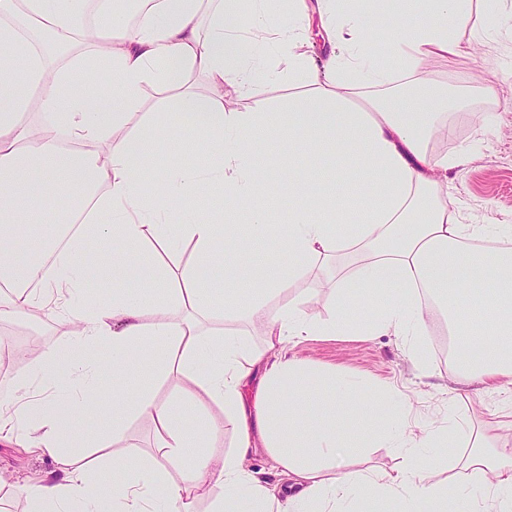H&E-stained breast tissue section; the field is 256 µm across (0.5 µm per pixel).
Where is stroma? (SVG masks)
<instances>
[{
    "label": "stroma",
    "instance_id": "obj_1",
    "mask_svg": "<svg viewBox=\"0 0 512 512\" xmlns=\"http://www.w3.org/2000/svg\"><path fill=\"white\" fill-rule=\"evenodd\" d=\"M416 85L430 87L441 101V115L427 138L430 150L454 154L469 150L464 168L448 174V193L462 207L469 224L512 225V0H503L496 18L492 40L478 45L474 55L455 64L435 57L416 78ZM286 78L276 77L257 84L250 96L233 90L224 92V109L248 111L257 101L270 104L296 93ZM157 122L179 126V133L159 139L152 153L154 173L171 162L202 165L209 158L205 145L192 142L184 117L155 113ZM333 284L320 271H313L287 292L272 296L275 306L289 299H305L309 309L329 318L332 309L324 302ZM297 357L315 367L361 378L369 383H396L413 401L418 423H444L448 416H470L472 429L492 434L495 414L502 406H512V390L488 391L482 384L455 376L450 365L430 356L427 367L416 365L394 336H318L293 348ZM56 462L26 449L0 441V512H27V502L15 495L11 486L54 471Z\"/></svg>",
    "mask_w": 512,
    "mask_h": 512
}]
</instances>
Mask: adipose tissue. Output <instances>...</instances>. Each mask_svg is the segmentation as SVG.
I'll return each instance as SVG.
<instances>
[{
	"label": "adipose tissue",
	"instance_id": "obj_1",
	"mask_svg": "<svg viewBox=\"0 0 512 512\" xmlns=\"http://www.w3.org/2000/svg\"><path fill=\"white\" fill-rule=\"evenodd\" d=\"M134 21L115 15L113 0H0V322L32 311L62 312L75 332L63 347H46L36 370L18 374L11 393L0 396V437L55 459L59 468L35 483L14 484L29 512H194L197 490L223 492L210 512H512V410L499 414L501 434L479 435L475 445L492 457L474 456L466 495L460 482H438L441 451L468 432V418L448 425L411 424L413 402L393 385H371L332 370L314 368L288 353V345L314 336L391 335L411 358L426 362L419 341L428 317L442 316L454 340V369L498 390L512 384L511 224H464L448 195L449 170L462 167L466 152L433 155L426 130L434 106L410 96L358 104L362 82L385 84L417 75L433 57L456 62L464 50L457 31L480 6L493 15L500 0H137ZM392 4L382 39L396 61L380 66L366 50L367 8ZM318 12L335 25L338 47L323 61L305 51L303 23ZM285 64L288 78L312 87L289 98L282 110L259 102L245 112L224 109V90L250 95L254 86ZM112 77L111 98L96 83ZM81 95H68L76 78ZM179 84L172 107L187 114L189 134L204 141L212 159L202 168L170 165L159 184L146 177L154 144L168 127L145 112L144 87ZM39 113L57 134L34 136L25 118ZM134 133H125L128 124ZM278 132L289 150L262 157L267 133ZM309 155L308 192L295 196L286 227L269 224L253 206L272 181L295 179L294 148ZM335 160L336 183L348 187L354 171L369 178L370 194L354 206L342 196L317 192L326 160ZM80 184L83 194L58 217V238L41 243L51 263L18 253L25 214L49 186ZM219 191L225 209L242 213L249 236L235 234L217 214L201 210V188ZM94 239L103 254L88 252ZM472 240L502 242L499 250L469 248ZM289 263L268 276L242 301L211 288L253 279L238 253L254 242ZM189 251L181 269L161 253ZM357 251L360 264L337 281L330 319L304 309L294 298L279 308L271 295L287 291L314 264ZM112 293L86 304L84 296L104 280ZM150 280L151 288L136 284ZM484 284L489 295L463 302ZM365 289L372 314L357 317L349 291ZM180 311L173 319L172 311ZM492 319L493 341H484L476 315ZM224 324L215 332L213 323ZM260 335L251 345L240 331ZM104 346L108 364L84 354ZM147 363L151 376L185 380L179 398L158 400L151 386L133 401L122 392L131 360ZM112 370L113 433L131 417L154 423V451L126 449L112 460V485L96 480L82 463V450L102 435L78 436L74 416L95 403L99 375ZM262 387L254 402L244 391L253 377ZM68 385L70 402L33 397L38 380ZM366 392L380 410L384 430L377 441L394 449L389 469L341 470L361 454L365 428L350 410ZM220 404L235 432L232 452L218 457L223 426L182 409L197 393ZM263 450L283 483L273 485L250 467Z\"/></svg>",
	"mask_w": 512,
	"mask_h": 512
}]
</instances>
